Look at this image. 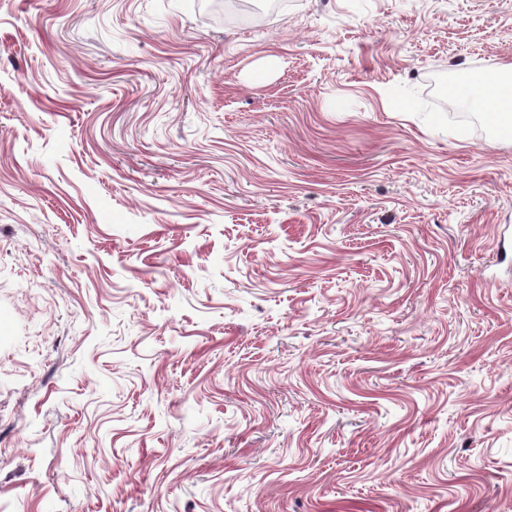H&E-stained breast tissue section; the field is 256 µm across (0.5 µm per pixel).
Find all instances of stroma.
I'll return each mask as SVG.
<instances>
[{"label": "stroma", "mask_w": 512, "mask_h": 512, "mask_svg": "<svg viewBox=\"0 0 512 512\" xmlns=\"http://www.w3.org/2000/svg\"><path fill=\"white\" fill-rule=\"evenodd\" d=\"M0 0V512H512V0ZM465 79L484 102L493 106L494 115L512 114L511 74L502 77L491 73L472 72Z\"/></svg>", "instance_id": "obj_1"}]
</instances>
